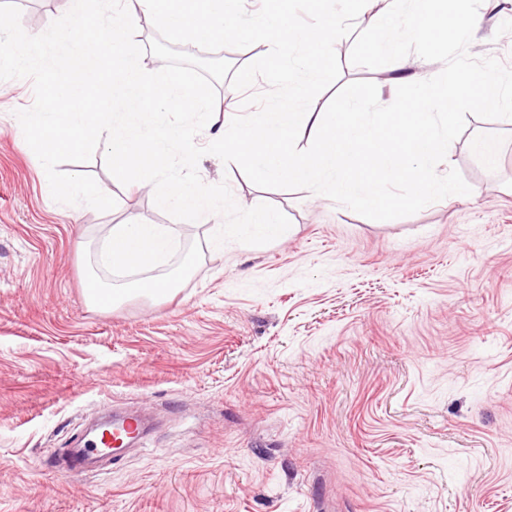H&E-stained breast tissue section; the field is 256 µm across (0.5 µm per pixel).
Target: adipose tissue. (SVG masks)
I'll list each match as a JSON object with an SVG mask.
<instances>
[{
	"label": "adipose tissue",
	"mask_w": 512,
	"mask_h": 512,
	"mask_svg": "<svg viewBox=\"0 0 512 512\" xmlns=\"http://www.w3.org/2000/svg\"><path fill=\"white\" fill-rule=\"evenodd\" d=\"M177 236V228L167 224H115L106 232L99 261L116 272L159 268L167 265Z\"/></svg>",
	"instance_id": "1"
}]
</instances>
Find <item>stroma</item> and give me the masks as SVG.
Here are the masks:
<instances>
[{
    "mask_svg": "<svg viewBox=\"0 0 512 512\" xmlns=\"http://www.w3.org/2000/svg\"><path fill=\"white\" fill-rule=\"evenodd\" d=\"M379 101L405 66L350 64ZM469 51L512 68V0ZM31 79L0 81V512H512V124L467 115L449 167L471 192L372 220L308 190L264 189L216 156L204 183L267 203L285 241L213 246L214 223L173 221L112 181L105 149L63 172L114 209L64 206L16 135ZM496 136L491 168L471 150ZM175 223L172 294L92 305L108 226ZM155 426L105 470L52 468L100 405Z\"/></svg>",
    "mask_w": 512,
    "mask_h": 512,
    "instance_id": "1",
    "label": "stroma"
}]
</instances>
